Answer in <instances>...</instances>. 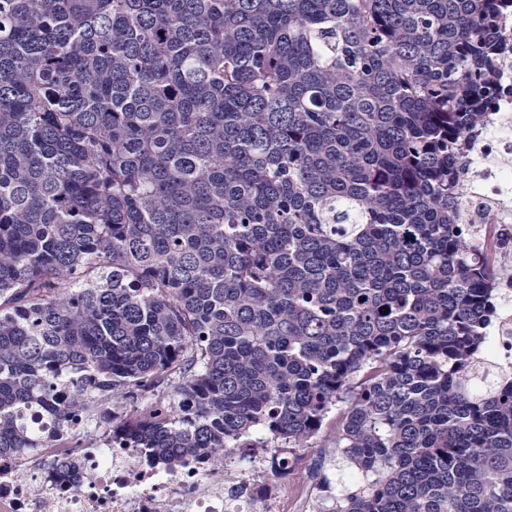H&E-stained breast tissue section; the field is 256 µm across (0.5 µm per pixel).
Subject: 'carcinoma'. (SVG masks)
<instances>
[{
  "mask_svg": "<svg viewBox=\"0 0 512 512\" xmlns=\"http://www.w3.org/2000/svg\"><path fill=\"white\" fill-rule=\"evenodd\" d=\"M508 1L0 0V453L334 412L323 512H512V268L458 223ZM512 278H503L498 286L497 312L486 330L491 355L504 369H512Z\"/></svg>",
  "mask_w": 512,
  "mask_h": 512,
  "instance_id": "carcinoma-1",
  "label": "carcinoma"
}]
</instances>
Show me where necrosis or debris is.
I'll return each instance as SVG.
<instances>
[{"label": "necrosis or debris", "instance_id": "1", "mask_svg": "<svg viewBox=\"0 0 512 512\" xmlns=\"http://www.w3.org/2000/svg\"><path fill=\"white\" fill-rule=\"evenodd\" d=\"M498 94L468 155L461 221L477 224L482 248L512 266V54L495 72ZM491 356L512 369V278L498 286L497 312L486 330ZM248 478L188 458L168 466L140 448H43L0 455V512H322L326 487L288 479L294 459L284 448H254Z\"/></svg>", "mask_w": 512, "mask_h": 512}]
</instances>
